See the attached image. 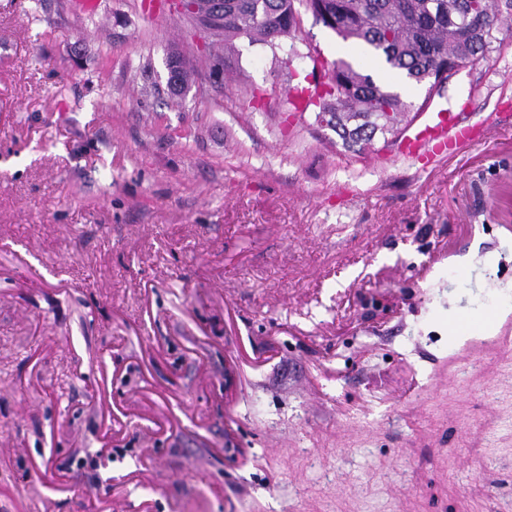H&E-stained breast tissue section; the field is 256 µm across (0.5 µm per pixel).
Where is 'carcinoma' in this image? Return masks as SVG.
<instances>
[{"instance_id":"1","label":"carcinoma","mask_w":512,"mask_h":512,"mask_svg":"<svg viewBox=\"0 0 512 512\" xmlns=\"http://www.w3.org/2000/svg\"><path fill=\"white\" fill-rule=\"evenodd\" d=\"M456 4L451 23L448 0H224V16L211 19L207 32L224 37L226 45L244 37L275 49L297 27L302 5L342 40L365 45L399 76L427 86L416 105L352 63H333L327 89L308 96L306 106L318 108L316 122H326L346 151L360 154L377 133L385 140L399 138L452 74L474 66L493 48L507 49L494 31L502 18H512V0Z\"/></svg>"}]
</instances>
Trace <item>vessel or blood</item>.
Returning a JSON list of instances; mask_svg holds the SVG:
<instances>
[{
  "label": "vessel or blood",
  "mask_w": 512,
  "mask_h": 512,
  "mask_svg": "<svg viewBox=\"0 0 512 512\" xmlns=\"http://www.w3.org/2000/svg\"><path fill=\"white\" fill-rule=\"evenodd\" d=\"M476 134L469 124L456 115L443 116L439 122L424 121L415 134L399 141L401 155L432 166L471 144Z\"/></svg>",
  "instance_id": "b4317fda"
}]
</instances>
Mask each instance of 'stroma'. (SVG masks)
<instances>
[{
  "mask_svg": "<svg viewBox=\"0 0 512 512\" xmlns=\"http://www.w3.org/2000/svg\"><path fill=\"white\" fill-rule=\"evenodd\" d=\"M140 2L0 0V512H512V126L357 156L288 93L394 75L310 11L228 59ZM473 130L456 115L448 113L437 123L425 120L415 134L403 136L399 140V152L422 166H432L471 144L476 138Z\"/></svg>",
  "mask_w": 512,
  "mask_h": 512,
  "instance_id": "1",
  "label": "stroma"
}]
</instances>
